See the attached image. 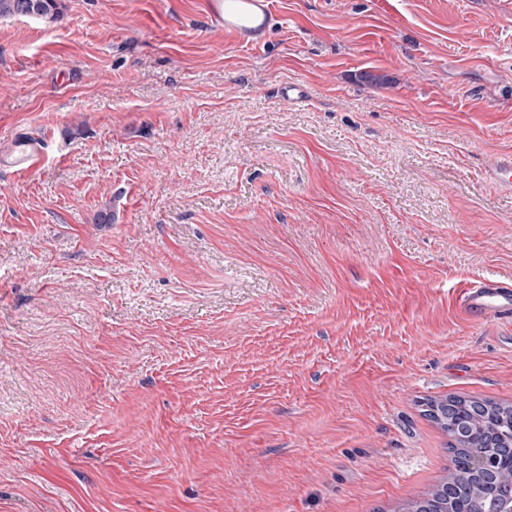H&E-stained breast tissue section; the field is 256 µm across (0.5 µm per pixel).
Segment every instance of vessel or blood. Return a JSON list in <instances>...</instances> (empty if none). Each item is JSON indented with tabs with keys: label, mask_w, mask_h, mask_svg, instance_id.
Instances as JSON below:
<instances>
[{
	"label": "vessel or blood",
	"mask_w": 512,
	"mask_h": 512,
	"mask_svg": "<svg viewBox=\"0 0 512 512\" xmlns=\"http://www.w3.org/2000/svg\"><path fill=\"white\" fill-rule=\"evenodd\" d=\"M206 15L214 29L233 35L240 45L259 46L275 23L273 0H205ZM45 159L42 141L21 137L0 152V167L23 175ZM469 319L512 315V280L486 277L461 288L457 297Z\"/></svg>",
	"instance_id": "vessel-or-blood-1"
}]
</instances>
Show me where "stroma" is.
I'll use <instances>...</instances> for the list:
<instances>
[{
  "label": "stroma",
  "mask_w": 512,
  "mask_h": 512,
  "mask_svg": "<svg viewBox=\"0 0 512 512\" xmlns=\"http://www.w3.org/2000/svg\"><path fill=\"white\" fill-rule=\"evenodd\" d=\"M63 3L0 19V512H403L512 404V0ZM205 10L214 30L246 47L259 46L276 21L272 0H206ZM45 156L42 141L21 137L16 139L8 150L1 152L0 166L23 175L37 169L45 160ZM457 302L469 319L512 315V280L486 277L461 288Z\"/></svg>",
  "instance_id": "35a3bbf8"
}]
</instances>
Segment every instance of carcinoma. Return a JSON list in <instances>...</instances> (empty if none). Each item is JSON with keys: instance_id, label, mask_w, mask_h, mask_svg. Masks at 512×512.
<instances>
[{"instance_id": "obj_1", "label": "carcinoma", "mask_w": 512, "mask_h": 512, "mask_svg": "<svg viewBox=\"0 0 512 512\" xmlns=\"http://www.w3.org/2000/svg\"><path fill=\"white\" fill-rule=\"evenodd\" d=\"M63 14L61 0H0V18L27 17L53 23ZM439 427L458 435L451 444L453 466L448 476L406 512H486L492 498L512 496V405L489 399L451 396L431 404ZM479 456L492 464L480 476L468 467Z\"/></svg>"}]
</instances>
